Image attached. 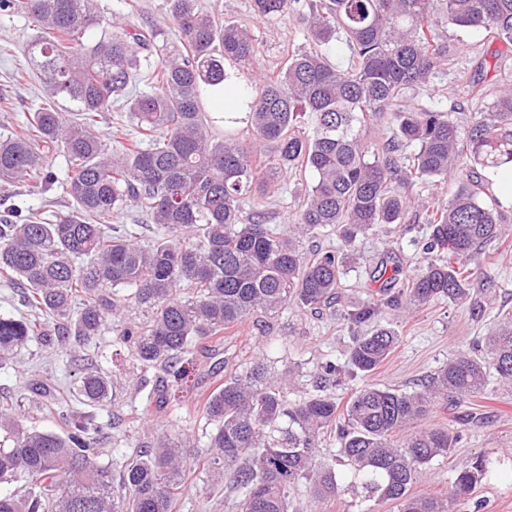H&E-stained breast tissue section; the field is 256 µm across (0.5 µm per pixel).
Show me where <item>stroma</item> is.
Listing matches in <instances>:
<instances>
[{
  "label": "stroma",
  "mask_w": 512,
  "mask_h": 512,
  "mask_svg": "<svg viewBox=\"0 0 512 512\" xmlns=\"http://www.w3.org/2000/svg\"><path fill=\"white\" fill-rule=\"evenodd\" d=\"M108 14L124 18L134 27L147 24L163 30L169 44H176L174 26L161 9L162 0H99ZM202 7L221 14L224 19L247 26L260 50L258 65L264 73L278 71L288 50L306 45V34L292 18L277 21L259 20L251 8V0H199ZM31 31L25 16H0V83H5L16 71L30 68L27 45ZM448 38L455 49L447 72L438 74L419 88L408 91L409 104L427 107L441 104L460 106L469 112L473 102L459 101L451 82L450 72L469 69L480 78L483 87L512 81V66L501 72L483 67L494 43L484 34L449 31ZM13 108L0 111V137L9 136L18 121L45 95L46 88L38 78L14 85ZM302 178L287 175L262 197L247 202L246 210L263 213L268 224L279 228L292 222L302 202ZM68 200L61 189L45 190L36 183L0 186V216L10 212L36 210L52 212L65 209ZM429 229L421 223L411 228H397L387 236L365 240L360 252L349 256V272L341 288V304L356 307L363 304L377 289L373 275L380 264L399 263L402 272L417 267L420 255L411 241L427 236ZM490 270L494 288L483 297L482 315H472L468 306L441 299L419 309L406 312L385 311L379 321L398 335L394 350L370 376V383L396 388L405 392L420 389L428 376L449 359L468 350L474 341L487 336L494 324L512 313V236L505 245L488 247L482 259ZM352 334L347 326L331 315L315 316L293 306L284 307L270 322L251 317L237 328L226 331L220 348L225 366L213 368L209 359L198 361V369L209 387L242 373L253 359H263L271 374L282 379V388L289 399L299 400L316 393L318 366L331 357L343 363L348 359ZM89 360L93 366L111 372L117 383L116 399L100 417L109 428L104 445V459L131 453L132 447L157 436L190 437L187 468L188 489L177 512H233L237 493L230 483L211 487L202 459L209 445L207 425L196 394L186 397L187 409L176 413L168 409L154 412L142 432H127L123 422L131 407L140 403L130 379L134 369L127 352L116 351L111 334L101 336L97 346L73 348L70 354L55 355L29 344L6 364L0 365V393L16 398L27 393L34 371L51 373L56 383L70 386L78 377L77 362ZM426 426L460 425L462 439L450 457L439 458L422 467L412 487L414 493L447 495L460 470L471 466L476 458L488 459V468L472 495L453 501L450 512H512V390H503L495 371H488L485 390L459 405H440L425 421ZM289 498L303 512H398L392 502L365 497L364 493L337 496L314 502L309 481H301L289 491Z\"/></svg>",
  "instance_id": "1"
}]
</instances>
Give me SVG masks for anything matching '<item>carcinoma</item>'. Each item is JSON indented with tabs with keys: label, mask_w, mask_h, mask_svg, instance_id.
Returning <instances> with one entry per match:
<instances>
[{
	"label": "carcinoma",
	"mask_w": 512,
	"mask_h": 512,
	"mask_svg": "<svg viewBox=\"0 0 512 512\" xmlns=\"http://www.w3.org/2000/svg\"><path fill=\"white\" fill-rule=\"evenodd\" d=\"M255 16H290L308 46L288 53L274 76L255 77L259 49L250 31L223 21L198 0H164L181 48L160 44L157 29L128 31L104 17L97 0H0V15L34 22L30 60L47 88L18 131L0 140V184L59 185L71 203L47 219L30 212L0 218V274L21 286L31 317L0 316V364L35 343L46 351L89 345L106 331L138 362L135 391L142 421L154 405L181 403L198 386V349L253 315L272 319L288 304L319 310L337 299L348 255L308 251L303 240L336 232L353 251L368 234L403 224L412 208L430 235L413 241L421 265L393 277L380 296L339 309L348 325L370 323L385 309L435 300L469 303L483 312L481 291L495 287L480 266L486 246L509 234L481 167L512 171V83L485 108L456 112L405 104V90L446 70L448 27L488 32L501 44L493 68L512 58V0H252ZM344 35L349 64H330L321 47ZM150 91L132 92L141 60ZM240 67L245 73L232 74ZM234 93L238 111L224 113V135L212 132L204 88ZM118 107L132 138L105 141L99 118ZM242 124L241 133L231 131ZM381 126L378 147L366 138ZM61 152L59 181L47 159ZM469 170L448 198V175ZM311 174L294 222L276 230L262 214L243 211L284 174ZM428 196L415 204L412 190ZM143 206L166 235L149 247L115 227ZM397 337L380 327L358 335L349 364L320 366L321 389L285 398L267 366L255 361L206 399L212 425L206 469L229 480L236 512H296L288 490L312 482L321 502L341 493L335 469L318 459L319 439L333 433L350 467L351 490L399 504V512H449L467 498L486 460L457 473L447 497L415 496L420 467L448 457L461 440L454 428H424L440 402L482 392L488 367L512 385V314L484 338L487 357L461 353L412 393L367 384L338 413L335 391L374 371ZM114 380L89 368L73 390L38 380L25 401L0 400V512H172L189 464L186 441L159 436L135 456L100 462L107 439L100 408ZM51 417L57 430L37 425Z\"/></svg>",
	"instance_id": "1"
}]
</instances>
